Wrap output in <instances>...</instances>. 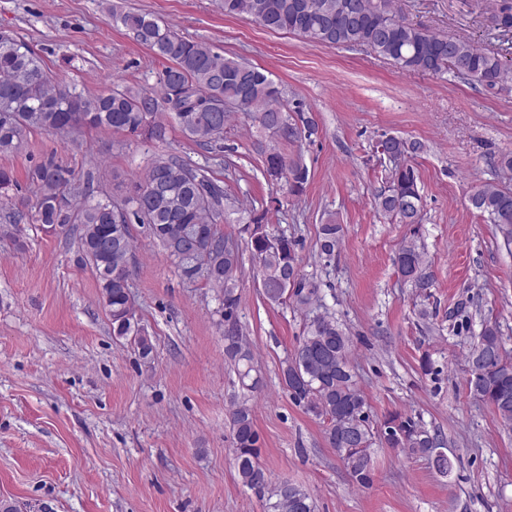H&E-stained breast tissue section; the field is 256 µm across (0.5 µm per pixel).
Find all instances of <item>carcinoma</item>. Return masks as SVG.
<instances>
[{"label":"carcinoma","mask_w":512,"mask_h":512,"mask_svg":"<svg viewBox=\"0 0 512 512\" xmlns=\"http://www.w3.org/2000/svg\"><path fill=\"white\" fill-rule=\"evenodd\" d=\"M224 15H245L259 25L284 31L329 47L367 46L399 69L440 74L448 69V55L456 57L458 74L496 86L512 83V64L472 41L436 35L407 21L393 8V0H222ZM113 21L140 45L164 62L158 83L151 88H114L87 94L57 80L33 47L15 37L0 36V155L16 152L34 131L63 132L76 144L90 129L126 133L154 143L169 140L170 126L160 114L169 112L185 137L208 145L224 135L233 112L251 116L257 128L284 141L311 136L313 120L295 123L283 104L281 86L265 69L223 56L202 41L190 40L149 13L112 10ZM387 150L405 155L403 167H392L386 186L374 196V209L390 223L419 224L422 195L410 159L424 151L419 141L394 137ZM265 172L285 181L299 194L308 170L273 147L265 157ZM38 196L32 223L46 233L67 227L77 237L82 259L96 274L113 334L133 343L142 358L153 352L150 336L129 305L134 261L130 225L145 224L170 258L181 278L201 280L213 291L224 312V351L234 362L241 386L260 387L252 375V353L243 338L238 317L239 250L224 248L222 224L240 208L207 171L174 154L155 158L132 195L116 202L95 199L93 176H81L69 165L50 157L29 172ZM471 206L490 217L503 234L512 237V189L485 182L469 198ZM246 225L248 248L256 263L265 297L273 303L293 300L300 308L318 301L315 282L299 276L296 286H284V272L300 267L295 240L272 232L267 211L252 209ZM342 225L329 218L321 225L320 254L332 256L341 241ZM394 263L408 284L419 292L433 286L424 248L416 235L400 242ZM351 339L336 318L318 314L305 326L294 353L281 366V381L291 399L326 424L325 437L354 483L370 485L374 476L376 439L390 448H408L431 457L439 435L410 417L395 412L381 433L370 425L367 400L351 362ZM467 388L473 399L489 405L501 421L512 426V354L502 342L499 325L487 320L466 356ZM233 460L243 486L267 496L270 512H313L310 495L302 487L271 485L259 462V434L253 407L246 401L230 412Z\"/></svg>","instance_id":"cac0c4a2"}]
</instances>
